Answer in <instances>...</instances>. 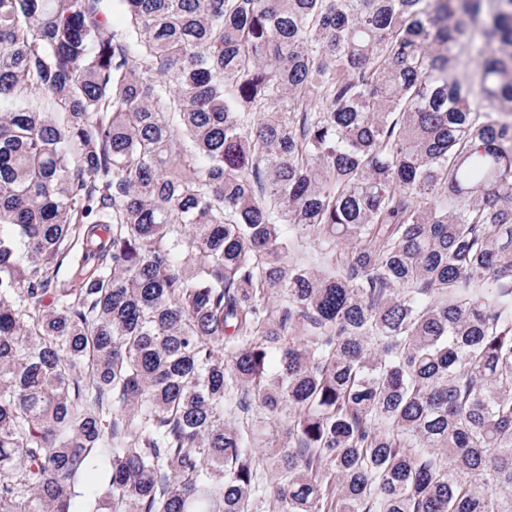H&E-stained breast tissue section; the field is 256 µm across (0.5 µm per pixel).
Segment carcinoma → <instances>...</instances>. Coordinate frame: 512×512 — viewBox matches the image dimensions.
Returning <instances> with one entry per match:
<instances>
[{
  "instance_id": "cac0c4a2",
  "label": "carcinoma",
  "mask_w": 512,
  "mask_h": 512,
  "mask_svg": "<svg viewBox=\"0 0 512 512\" xmlns=\"http://www.w3.org/2000/svg\"><path fill=\"white\" fill-rule=\"evenodd\" d=\"M0 224V512H512V0H0Z\"/></svg>"
}]
</instances>
